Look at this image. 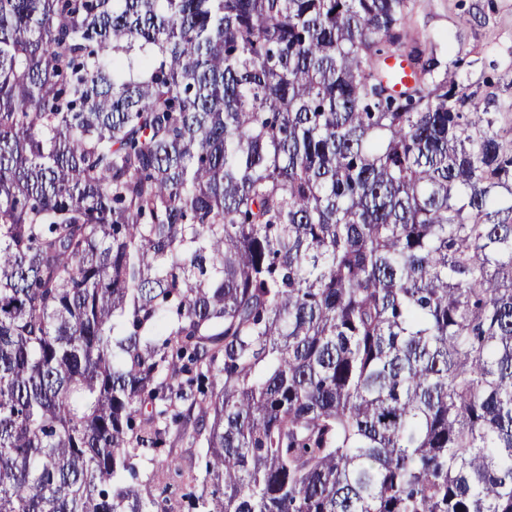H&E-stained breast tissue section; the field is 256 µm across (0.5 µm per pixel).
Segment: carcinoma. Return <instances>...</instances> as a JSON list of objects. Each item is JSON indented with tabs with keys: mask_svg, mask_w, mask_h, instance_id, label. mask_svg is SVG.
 Segmentation results:
<instances>
[{
	"mask_svg": "<svg viewBox=\"0 0 512 512\" xmlns=\"http://www.w3.org/2000/svg\"><path fill=\"white\" fill-rule=\"evenodd\" d=\"M185 473L512 512V143L409 0H0V512Z\"/></svg>",
	"mask_w": 512,
	"mask_h": 512,
	"instance_id": "cac0c4a2",
	"label": "carcinoma"
}]
</instances>
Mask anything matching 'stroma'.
Segmentation results:
<instances>
[{
    "label": "stroma",
    "mask_w": 512,
    "mask_h": 512,
    "mask_svg": "<svg viewBox=\"0 0 512 512\" xmlns=\"http://www.w3.org/2000/svg\"><path fill=\"white\" fill-rule=\"evenodd\" d=\"M413 34L430 36L445 63H458L463 93L496 113L512 141V0H411Z\"/></svg>",
    "instance_id": "35a3bbf8"
}]
</instances>
